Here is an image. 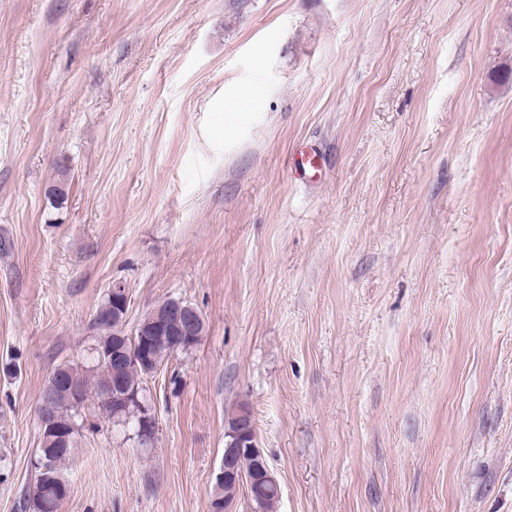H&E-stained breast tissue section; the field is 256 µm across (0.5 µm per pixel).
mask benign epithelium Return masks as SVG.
<instances>
[{"label":"benign epithelium","instance_id":"benign-epithelium-1","mask_svg":"<svg viewBox=\"0 0 512 512\" xmlns=\"http://www.w3.org/2000/svg\"><path fill=\"white\" fill-rule=\"evenodd\" d=\"M109 294L112 296V325H114L113 335L115 336L113 343L115 353L112 357H114V363L123 364L126 361L123 347L126 336V316L130 303L129 293L122 282L116 281L112 283ZM165 304L166 320L146 329L147 337L144 339L139 356V361L152 372L159 367L158 345H164L170 352L176 351L195 344L206 332L204 318L197 308L176 299H169ZM253 432L255 429L252 425L251 412L238 411L236 423L231 430L227 431L230 440L224 448V461L217 474L219 483L227 487L223 497L224 512H234L236 495L230 491V488L238 484L236 454L244 449L248 450L254 459L253 482L256 484V492L252 495L254 512H266L271 500L280 499L279 481L270 469Z\"/></svg>","mask_w":512,"mask_h":512}]
</instances>
